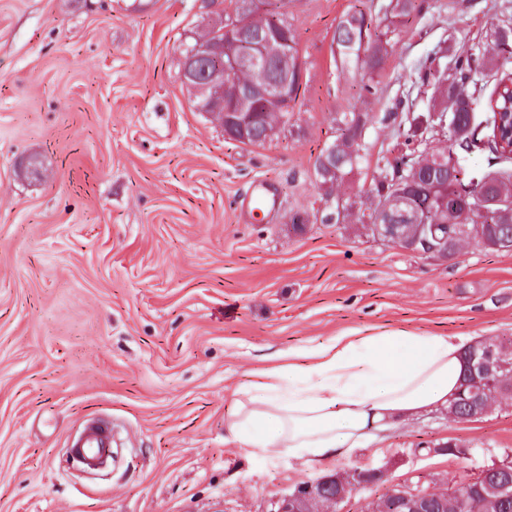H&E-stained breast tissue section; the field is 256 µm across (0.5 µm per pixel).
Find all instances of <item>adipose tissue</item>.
Instances as JSON below:
<instances>
[{
    "instance_id": "obj_1",
    "label": "adipose tissue",
    "mask_w": 512,
    "mask_h": 512,
    "mask_svg": "<svg viewBox=\"0 0 512 512\" xmlns=\"http://www.w3.org/2000/svg\"><path fill=\"white\" fill-rule=\"evenodd\" d=\"M461 347L441 335L340 337L288 354L227 410L240 446L312 462L348 454L386 422L447 405L462 373Z\"/></svg>"
}]
</instances>
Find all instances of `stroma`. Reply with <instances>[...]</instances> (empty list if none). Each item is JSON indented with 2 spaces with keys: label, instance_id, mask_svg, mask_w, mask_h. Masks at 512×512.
<instances>
[{
  "label": "stroma",
  "instance_id": "stroma-1",
  "mask_svg": "<svg viewBox=\"0 0 512 512\" xmlns=\"http://www.w3.org/2000/svg\"><path fill=\"white\" fill-rule=\"evenodd\" d=\"M125 2L0 0V512H274L303 482L385 468L336 507L365 512L392 485L449 490L512 452L507 400L476 421L442 406L395 419L319 463L224 432L276 352L403 332L512 341V251L448 261L362 225L436 94L418 71L488 57L512 0H429L389 34L370 99L334 36L356 8L379 24L389 0H288L294 132L260 146L225 139L180 81L183 46L215 19L206 0ZM349 112L368 117L364 159L338 188L349 215L327 224L314 163ZM260 189L277 206L256 217ZM94 419L111 421L114 458L90 471L67 448ZM449 441L468 456L435 453Z\"/></svg>",
  "mask_w": 512,
  "mask_h": 512
}]
</instances>
